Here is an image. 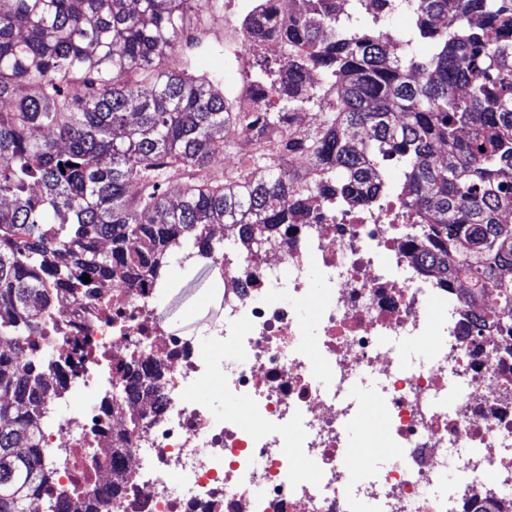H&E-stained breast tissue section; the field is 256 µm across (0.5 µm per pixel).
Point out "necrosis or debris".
<instances>
[{"label":"necrosis or debris","mask_w":512,"mask_h":512,"mask_svg":"<svg viewBox=\"0 0 512 512\" xmlns=\"http://www.w3.org/2000/svg\"><path fill=\"white\" fill-rule=\"evenodd\" d=\"M401 218L323 210L252 252L225 236L198 336L160 317L153 277L130 288L120 267L67 292L38 440L54 491L115 483L110 512H512V324L476 326L467 281L422 272ZM407 337L429 353L412 368ZM158 361V391L131 396L132 368ZM218 379L224 410L199 397ZM364 386L389 451L377 470L345 458Z\"/></svg>","instance_id":"4bbe7bcc"}]
</instances>
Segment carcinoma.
I'll use <instances>...</instances> for the list:
<instances>
[{"label": "carcinoma", "instance_id": "obj_1", "mask_svg": "<svg viewBox=\"0 0 512 512\" xmlns=\"http://www.w3.org/2000/svg\"><path fill=\"white\" fill-rule=\"evenodd\" d=\"M218 0H0V512H33L45 464L46 389L19 367L58 289L164 274L180 241L218 250L307 224L313 210L396 198L416 260L442 282L495 291L512 321V0H244L231 96L184 52L202 47ZM413 20L408 29L396 14ZM313 110L311 128L294 126ZM246 130L251 144L228 140ZM247 150L235 172L211 164ZM399 172L397 180L388 171ZM177 181L176 192L168 184ZM138 186L131 196L128 187ZM55 512H103L98 488Z\"/></svg>", "mask_w": 512, "mask_h": 512}]
</instances>
